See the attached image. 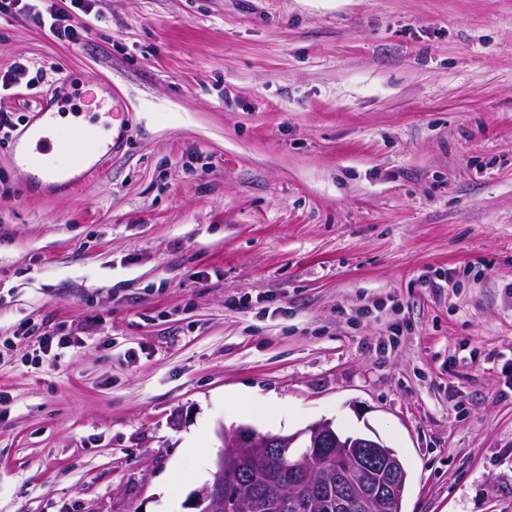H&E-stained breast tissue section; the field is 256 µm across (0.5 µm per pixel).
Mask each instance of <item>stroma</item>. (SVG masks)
I'll use <instances>...</instances> for the list:
<instances>
[{"instance_id":"35a3bbf8","label":"stroma","mask_w":512,"mask_h":512,"mask_svg":"<svg viewBox=\"0 0 512 512\" xmlns=\"http://www.w3.org/2000/svg\"><path fill=\"white\" fill-rule=\"evenodd\" d=\"M77 21L0 13L38 73L0 90V512H192L219 430L322 421L398 453L402 512H512V0ZM45 104L112 127L103 173L19 167ZM5 0L0 2V11L1 8L3 11L10 8L17 9L21 13L24 12L38 27L46 29L57 39H64L68 41H78L83 37H88L90 33V29L88 26H84L81 28L73 26L69 23V19L65 16H60L54 14L52 11L48 13V17L45 18L42 13H33L31 14L30 9L28 8V4H22V2H27L23 0ZM21 5L19 8L18 6Z\"/></svg>"}]
</instances>
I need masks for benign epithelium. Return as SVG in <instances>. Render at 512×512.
I'll list each match as a JSON object with an SVG mask.
<instances>
[{
    "instance_id": "7a95c632",
    "label": "benign epithelium",
    "mask_w": 512,
    "mask_h": 512,
    "mask_svg": "<svg viewBox=\"0 0 512 512\" xmlns=\"http://www.w3.org/2000/svg\"><path fill=\"white\" fill-rule=\"evenodd\" d=\"M225 450L218 453L213 481L191 495V508L196 512H224V471L239 465V453H251L252 462L265 461L266 456L278 448H292L288 464L275 471L263 491L267 497H276L278 486L286 482L302 494L317 500L323 497L324 488H336L338 512H367L383 501H388L403 489L405 475L393 468L388 471L382 484H371L365 479V471L377 469L382 458V442L366 436H343L336 432L332 423L323 421L292 434H262L251 427H241L232 432L219 431ZM344 448L349 458L358 459L363 466L344 464L332 472L310 466V449Z\"/></svg>"
}]
</instances>
